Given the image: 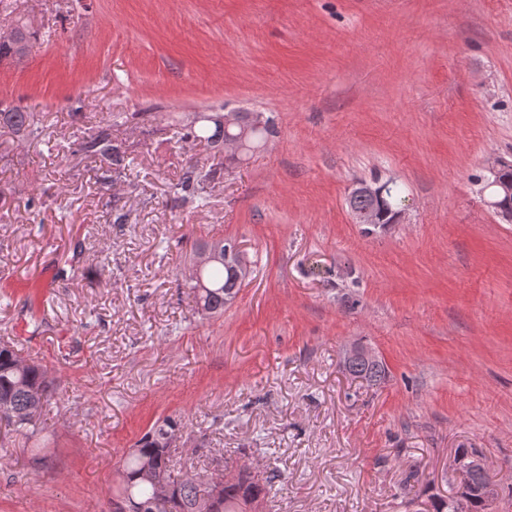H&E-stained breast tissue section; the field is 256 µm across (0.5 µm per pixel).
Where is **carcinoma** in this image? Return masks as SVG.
I'll list each match as a JSON object with an SVG mask.
<instances>
[{
  "instance_id": "cac0c4a2",
  "label": "carcinoma",
  "mask_w": 512,
  "mask_h": 512,
  "mask_svg": "<svg viewBox=\"0 0 512 512\" xmlns=\"http://www.w3.org/2000/svg\"><path fill=\"white\" fill-rule=\"evenodd\" d=\"M117 125L118 119H110L76 142L75 152L99 163L102 181L106 184L126 176L128 167L123 142L112 132ZM0 128H7L16 136L31 142L40 140L43 134L40 119L35 113L18 107L0 109ZM170 133L171 140L177 144L199 141L215 147L223 144L225 136L224 127L215 121L201 125L191 122L175 124L170 128ZM211 178L212 172L203 171L195 163L188 164L175 186L178 198L205 205L204 192ZM385 187L381 213L384 223L390 224L402 199L396 185L387 183ZM233 243L235 240L232 238L220 237L194 244V256L205 247L214 251L197 277L185 281V287L193 294L197 313L203 316L213 318L224 315V308L232 303L240 290L236 259H224V246ZM344 367L349 375L371 385L381 383L386 374L385 366L380 361L354 360L344 364ZM45 375L41 365L22 360L10 348L0 346V403L9 405L14 411V416L5 419V425L11 431L28 434L36 417L41 415L49 398ZM179 431L180 422L167 418L146 432L137 442V448L123 460V479L112 492V498H124L141 512H198L199 504L210 499L216 502L215 512H246L250 505L255 506L252 512H259L271 493L277 475L260 480L244 471L236 482L224 485L218 494L205 474L174 479L171 475L170 448ZM148 462L152 463V467H146ZM460 474V483L474 488L489 482L486 471L482 469L463 468ZM159 483L171 488L170 496H157L156 485ZM435 512H486V506L475 498L453 496L439 500Z\"/></svg>"
}]
</instances>
